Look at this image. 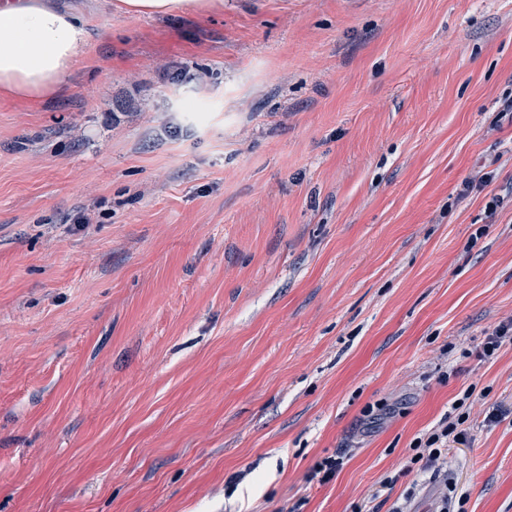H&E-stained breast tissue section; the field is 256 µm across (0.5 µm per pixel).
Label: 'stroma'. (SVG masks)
<instances>
[{"label":"stroma","instance_id":"35a3bbf8","mask_svg":"<svg viewBox=\"0 0 512 512\" xmlns=\"http://www.w3.org/2000/svg\"><path fill=\"white\" fill-rule=\"evenodd\" d=\"M57 2L85 59L0 100V512H432L469 387L448 476L512 512V0ZM113 7L131 16L201 15L224 10L223 0H116ZM507 342L512 343V322L510 324H500L486 334L479 353L480 358L485 360L493 358ZM474 389L469 387L462 397L456 399L438 426L423 437L414 439L408 468L417 465L420 472L438 473L448 463V441L464 442L467 439V429L461 428L469 419V408Z\"/></svg>","mask_w":512,"mask_h":512}]
</instances>
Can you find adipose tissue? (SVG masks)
<instances>
[{
	"label": "adipose tissue",
	"instance_id": "1",
	"mask_svg": "<svg viewBox=\"0 0 512 512\" xmlns=\"http://www.w3.org/2000/svg\"><path fill=\"white\" fill-rule=\"evenodd\" d=\"M131 16L201 15L224 0H115ZM87 23L51 0H0V97L36 102L60 93L85 56Z\"/></svg>",
	"mask_w": 512,
	"mask_h": 512
}]
</instances>
